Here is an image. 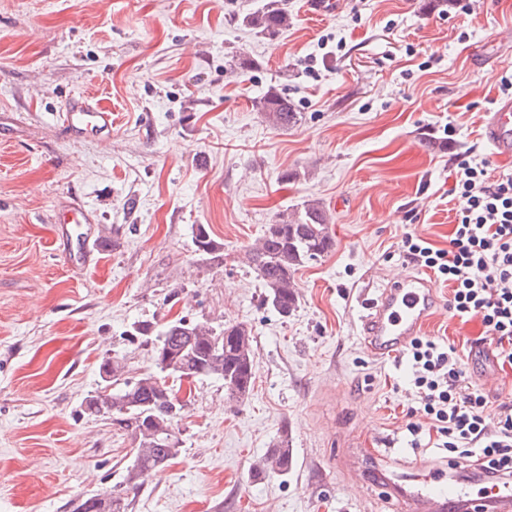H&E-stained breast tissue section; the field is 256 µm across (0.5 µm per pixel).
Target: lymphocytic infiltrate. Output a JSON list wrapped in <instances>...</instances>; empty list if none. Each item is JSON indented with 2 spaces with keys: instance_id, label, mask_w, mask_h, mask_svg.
Segmentation results:
<instances>
[{
  "instance_id": "1",
  "label": "lymphocytic infiltrate",
  "mask_w": 512,
  "mask_h": 512,
  "mask_svg": "<svg viewBox=\"0 0 512 512\" xmlns=\"http://www.w3.org/2000/svg\"><path fill=\"white\" fill-rule=\"evenodd\" d=\"M454 191L460 201L447 248L406 237L416 265L452 288L448 310L479 318L502 362L512 365V176L492 180L485 162L457 157ZM411 381L428 428L406 425L412 447L438 448L448 467L485 485L512 481V406L492 407L459 364L454 346L414 337L408 347Z\"/></svg>"
}]
</instances>
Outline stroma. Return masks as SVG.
I'll use <instances>...</instances> for the list:
<instances>
[{
    "instance_id": "35a3bbf8",
    "label": "stroma",
    "mask_w": 512,
    "mask_h": 512,
    "mask_svg": "<svg viewBox=\"0 0 512 512\" xmlns=\"http://www.w3.org/2000/svg\"><path fill=\"white\" fill-rule=\"evenodd\" d=\"M268 0H0V512H72L118 493L130 436L84 413L117 357L137 378L152 347L132 326L183 317L252 330L255 382L229 399L216 376L182 380L180 453L128 512H380L379 488L411 486L448 460L414 448L403 355L360 336L377 288L421 273L406 236L447 248L456 157L494 155L483 120L512 77V0H286L290 24L254 33ZM276 91L298 120L273 127L254 103ZM92 94L112 109L107 142L72 141L59 113ZM320 202L334 247L294 274L280 316L247 252L268 225ZM92 219L94 250L64 265L54 216ZM206 228L218 258L197 251ZM425 336L454 345L469 381L512 405V366L483 344L478 318L451 316L448 284ZM288 434L292 469L254 479ZM355 460L352 481L339 459ZM420 460L417 469L399 467Z\"/></svg>"
}]
</instances>
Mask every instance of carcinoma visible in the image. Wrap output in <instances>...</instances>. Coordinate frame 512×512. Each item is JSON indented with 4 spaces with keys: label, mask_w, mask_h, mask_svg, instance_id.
Masks as SVG:
<instances>
[{
    "label": "carcinoma",
    "mask_w": 512,
    "mask_h": 512,
    "mask_svg": "<svg viewBox=\"0 0 512 512\" xmlns=\"http://www.w3.org/2000/svg\"><path fill=\"white\" fill-rule=\"evenodd\" d=\"M288 11L281 0H271L263 9L249 14L246 23L257 33L273 37L288 27ZM259 111L273 126L286 128L297 122L298 112L291 101L270 91L256 102ZM197 250L211 254L219 250L205 228L195 237ZM333 246L327 215L320 203L309 201L296 219L281 218L267 227L262 237L249 250L248 260L267 288L264 302L280 315L290 314L298 303L294 274L302 264L327 254ZM159 346L154 355L168 359L167 375L174 379L216 375L232 397L250 394L254 384L255 363L251 329L239 322L218 331L212 326L183 318L168 322L157 334ZM114 388L100 396L112 408L108 419L130 435L134 460L126 468L125 491L137 492L155 471L164 468L179 453V441H162L159 431L168 420L170 399L175 394L165 378L152 372L143 373L134 381L122 380V360H106ZM292 465L288 432L272 444L264 465L255 469L254 478L271 474L286 475Z\"/></svg>",
    "instance_id": "cac0c4a2"
}]
</instances>
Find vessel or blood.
<instances>
[{
  "mask_svg": "<svg viewBox=\"0 0 512 512\" xmlns=\"http://www.w3.org/2000/svg\"><path fill=\"white\" fill-rule=\"evenodd\" d=\"M62 118L64 130L73 140L112 138V110L96 96L71 97ZM484 138L495 155L512 154V99L499 101L486 113ZM436 308L437 290L432 280L415 274L388 283L361 321L367 351L382 358L406 347L422 333ZM385 503L390 512H512V484L469 497L458 484L428 477L413 491L389 490Z\"/></svg>",
  "mask_w": 512,
  "mask_h": 512,
  "instance_id": "1",
  "label": "vessel or blood"
}]
</instances>
